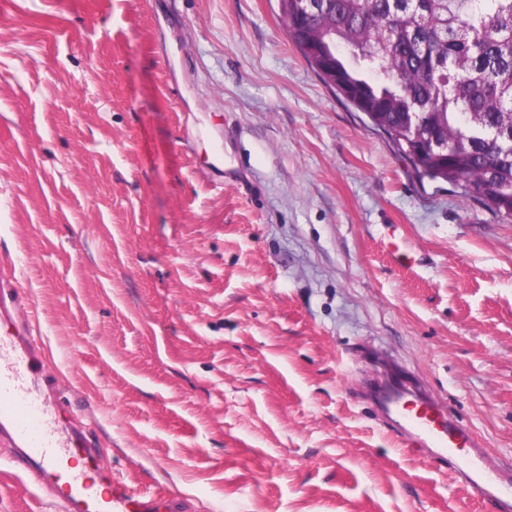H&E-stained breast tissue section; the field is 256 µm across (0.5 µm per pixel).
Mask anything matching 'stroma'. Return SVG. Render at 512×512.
<instances>
[{
  "instance_id": "1",
  "label": "stroma",
  "mask_w": 512,
  "mask_h": 512,
  "mask_svg": "<svg viewBox=\"0 0 512 512\" xmlns=\"http://www.w3.org/2000/svg\"><path fill=\"white\" fill-rule=\"evenodd\" d=\"M112 479L167 512H496L355 384L512 464V222L420 176L279 0H0V255ZM0 512H61L0 450Z\"/></svg>"
}]
</instances>
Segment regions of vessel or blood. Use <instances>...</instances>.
<instances>
[{"label":"vessel or blood","mask_w":512,"mask_h":512,"mask_svg":"<svg viewBox=\"0 0 512 512\" xmlns=\"http://www.w3.org/2000/svg\"><path fill=\"white\" fill-rule=\"evenodd\" d=\"M0 275V446L14 466L39 487L57 489L64 512H163L162 502L134 498L112 482L102 465L103 451L91 447L84 425L63 413L64 392L50 384L58 372L32 334V320L12 283ZM362 397L381 420L400 429L408 447L444 464L473 499H495L498 512H512V468L486 470L484 448L466 434L420 378L381 363L359 382ZM469 448L460 457L459 448ZM99 471L103 490L70 471L74 457Z\"/></svg>","instance_id":"1"}]
</instances>
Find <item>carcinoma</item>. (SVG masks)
I'll list each match as a JSON object with an SVG mask.
<instances>
[{
  "mask_svg": "<svg viewBox=\"0 0 512 512\" xmlns=\"http://www.w3.org/2000/svg\"><path fill=\"white\" fill-rule=\"evenodd\" d=\"M325 82L432 180L512 220V0H280Z\"/></svg>",
  "mask_w": 512,
  "mask_h": 512,
  "instance_id": "obj_1",
  "label": "carcinoma"
}]
</instances>
